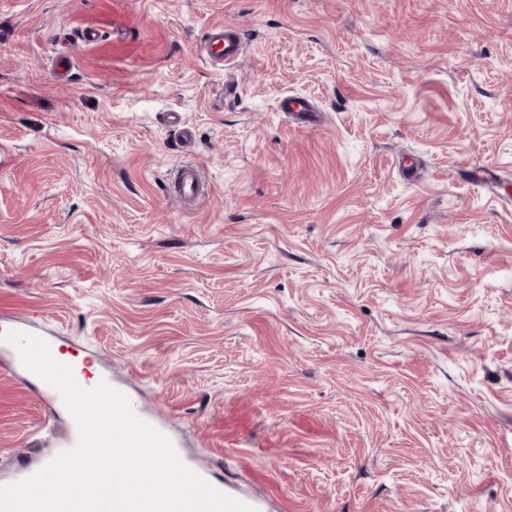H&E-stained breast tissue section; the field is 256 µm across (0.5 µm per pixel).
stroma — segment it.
<instances>
[{
	"instance_id": "35a3bbf8",
	"label": "stroma",
	"mask_w": 512,
	"mask_h": 512,
	"mask_svg": "<svg viewBox=\"0 0 512 512\" xmlns=\"http://www.w3.org/2000/svg\"><path fill=\"white\" fill-rule=\"evenodd\" d=\"M0 313L260 512H512V0H0ZM244 47L245 40L240 28L229 22L210 33L202 53L212 65L225 68L242 56ZM169 193L180 201L196 200L200 196L201 179L197 166L184 164L180 166L168 184Z\"/></svg>"
}]
</instances>
